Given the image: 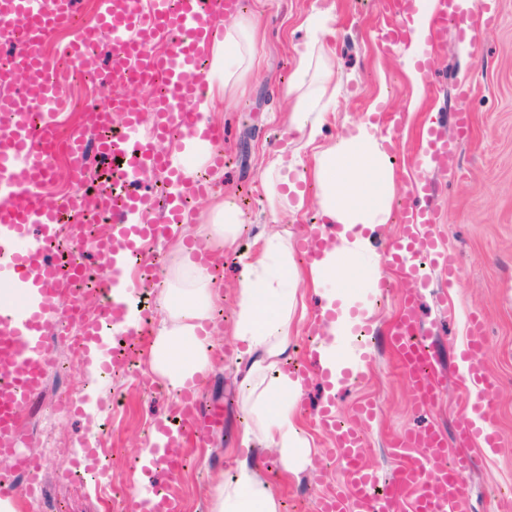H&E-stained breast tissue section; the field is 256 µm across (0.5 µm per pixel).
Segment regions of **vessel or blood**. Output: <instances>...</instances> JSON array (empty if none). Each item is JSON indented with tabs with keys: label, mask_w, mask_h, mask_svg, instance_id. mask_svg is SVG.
I'll return each instance as SVG.
<instances>
[{
	"label": "vessel or blood",
	"mask_w": 512,
	"mask_h": 512,
	"mask_svg": "<svg viewBox=\"0 0 512 512\" xmlns=\"http://www.w3.org/2000/svg\"><path fill=\"white\" fill-rule=\"evenodd\" d=\"M388 23L379 46L390 52L409 43L413 33L417 0H376ZM241 0H153L144 9L143 0H98L97 23L79 26L66 47L69 60L86 64L85 47L107 44L112 82L134 84L139 72L163 75L166 95L153 97L149 109L137 98L115 95L90 106L75 140L73 166L89 172L95 157L107 158L123 185L121 201H114L111 183H94L75 197L62 201L46 194L52 173L49 146L54 118L65 108L58 92V73L44 53V44L60 26L73 24L78 0H45L34 7L32 0H0V35L15 36L12 66L0 67V112L12 122L0 133V284L13 288L20 306L0 304V458L13 461L16 481L0 485V496H27L42 488L39 458L21 446L20 419L39 393L51 365L50 350L60 335L58 327L70 314L76 300L75 282L91 274L88 263L65 264L55 245L60 240V221L74 226L71 241H78L76 224L88 209L111 212L112 222L97 235V251L111 257L112 273L95 277L101 315L111 322L112 341L134 344L147 332V311H134L131 301L143 289L155 288L154 275L160 256L146 252L143 244L163 236L167 225L180 221L182 205L160 202L146 186L149 170L166 172L169 180L181 177L174 165L183 152V141L199 137L212 140L220 132L200 127L188 103L209 92L205 63L211 44L221 33V21L235 13ZM497 16L489 0H436L428 19L429 35L424 55L436 53L445 43L449 21H457L460 36H478L495 24ZM74 25V24H73ZM432 162L445 168L454 158L441 130L427 128ZM432 181L420 179L408 203L401 208L400 238L385 251L389 265L400 270L412 286L403 296L398 317L390 330V348L413 396L416 412L430 409L445 388L437 361L430 359L426 342L434 329L420 321L419 305L425 281L418 277L416 259L421 254L440 255L442 269L456 279L459 263L454 254L440 253L433 230L436 222L431 199ZM142 223H130L133 214ZM328 241L317 231L298 243L304 260L319 257ZM138 322H131V313ZM486 346L483 324L471 318L463 345V378L475 395V418H464L458 428L461 444L484 438L496 447V410L487 394L494 386L479 356ZM198 388L181 390L176 397L160 396L152 429L167 438L155 458L142 464L146 479L142 490L127 494L124 512H179V499L172 484L179 475L189 443H204L221 419L217 408H205ZM314 415L320 426L334 433L338 458L343 463V488L320 498L318 512H403L400 489L416 493L413 512H461L465 478L475 466L466 454L456 456L451 467L430 469V462L445 459L447 441L431 423L414 427L399 437L394 455L403 457L394 484L377 495L379 473L361 459L363 439L357 427L341 425L331 405H318Z\"/></svg>",
	"instance_id": "obj_1"
}]
</instances>
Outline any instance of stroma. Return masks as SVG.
Returning a JSON list of instances; mask_svg holds the SVG:
<instances>
[{"instance_id":"stroma-1","label":"stroma","mask_w":512,"mask_h":512,"mask_svg":"<svg viewBox=\"0 0 512 512\" xmlns=\"http://www.w3.org/2000/svg\"><path fill=\"white\" fill-rule=\"evenodd\" d=\"M328 5L334 8L333 19L321 42L333 63L339 90L336 105L326 117L321 143L346 135L374 107L401 113L402 127L396 138L403 153L413 155L421 149L417 132L429 122L445 121L456 161L448 170L432 169L425 174L439 187L434 208L440 247L453 252L460 264L451 285L433 263L425 265L421 319L437 325L430 344L448 375L437 409L426 414L412 409L409 390L389 349L386 329L396 319L403 286L402 279L392 273L387 277L390 289L375 308L367 372L361 381L337 391L336 415L353 420L359 399L374 401L375 417L362 426L363 459L382 475L396 470L391 456L394 438L424 422H437L446 436L449 455H456V430L469 399L458 352L469 318L479 316L487 338L483 359L498 380L492 397L500 410V445L468 447L478 464L465 481L464 512H512V0H493L499 19L481 31L479 51H472L456 32H449L446 51L433 59L435 82L430 88L412 84L402 50L387 54L379 48L378 35L385 20L372 0H245L244 13H263L265 41L246 92L232 104H217L213 111V125L224 130L216 147L224 155V165L209 170L213 191L190 209L186 226L189 239H197L198 229L209 221L212 205L227 197L234 198L242 212L244 227L236 251L228 255L222 297L214 304L213 318L223 329L233 323L239 255L251 252L259 235L287 229L298 238L320 221L312 203L315 185L306 187L310 205L296 213L275 214L263 178L267 156L293 138L283 122L291 110L283 90L295 67L294 47L308 37L302 22ZM462 86L470 90L464 98L458 94ZM461 110L471 114L470 133L463 137L452 122L454 113ZM214 350L221 360L205 376L201 398L222 409L224 421L213 430L207 447L191 449L189 463L177 479L183 512H208L213 486L235 476L236 459L242 452L239 434L246 416L240 407L236 372L240 346L223 333L215 337ZM50 358L52 366L44 388L33 400L24 442L25 448L44 456L43 487L29 498L25 512H103L107 492L115 489L126 494L140 486L133 462L151 445L154 388L159 383L149 370V350L141 348L130 375L90 374L87 363L69 362L61 344L53 346ZM75 382L83 387L81 415L57 417L52 431H44L43 414ZM321 400L318 380L305 379L299 401L302 432L313 442L315 458L323 460V471L307 470L299 478L280 480L276 477L281 470L277 450L261 451L268 462L264 473L279 490V512H316L320 495L335 492L339 486L341 464L325 453L333 440L313 415ZM83 448L106 453L107 471L98 479H71L63 474L64 463Z\"/></svg>"}]
</instances>
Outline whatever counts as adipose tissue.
Here are the masks:
<instances>
[{"mask_svg":"<svg viewBox=\"0 0 512 512\" xmlns=\"http://www.w3.org/2000/svg\"><path fill=\"white\" fill-rule=\"evenodd\" d=\"M331 9H318L305 18L311 36L296 47V68L285 94L292 101L287 126L300 135L296 149L274 152L266 160L263 186L273 210L298 212L306 195L300 184L318 187L316 205L336 238L333 250L316 262L298 266L290 233L259 237L257 250L243 265L236 294L237 315L230 333L248 357L240 370L246 394L241 401L248 422L242 430L244 449L232 480L217 483L210 494L209 512H279L280 502L252 450L277 449L282 469L299 476L312 464L311 444L296 422L303 379L285 369L289 336L297 323L298 293L306 288L335 307L337 316L325 329L327 339L317 350L322 367L335 370L338 350L351 327L352 306L358 294L333 288L337 269L353 275L381 277L382 258L372 243L377 225L386 223L394 195V171L389 163L391 134L372 120L353 125L329 145L318 142L325 116L336 100L334 71L318 38L331 19ZM263 36L260 15L236 17L225 27L223 40L211 48L209 98L197 102L201 125H208L215 100L232 102L252 72L255 49ZM311 150L303 165L302 150ZM241 212L232 198L214 203L202 230L216 255L234 250ZM176 257L168 270V286L160 297L163 316L149 349L151 373L172 388L195 386L214 368L213 304L221 295L217 283L184 237L175 240Z\"/></svg>","mask_w":512,"mask_h":512,"instance_id":"1","label":"adipose tissue"}]
</instances>
